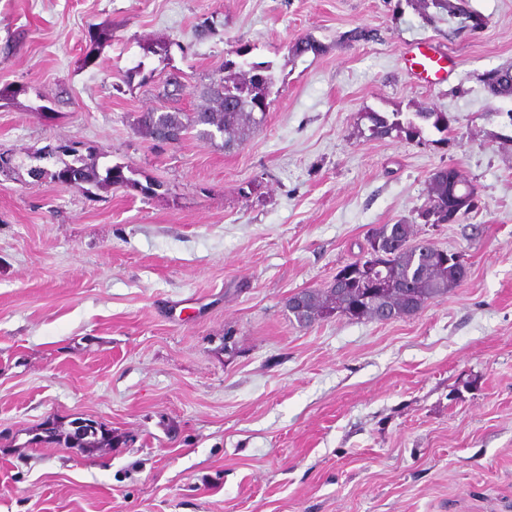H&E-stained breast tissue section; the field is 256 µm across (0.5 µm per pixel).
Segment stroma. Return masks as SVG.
Segmentation results:
<instances>
[{
    "label": "stroma",
    "instance_id": "stroma-1",
    "mask_svg": "<svg viewBox=\"0 0 512 512\" xmlns=\"http://www.w3.org/2000/svg\"><path fill=\"white\" fill-rule=\"evenodd\" d=\"M470 4L477 32L408 0H0V150L81 141L162 184L0 173V512H512V98L479 80L512 64V0ZM96 27L112 38L85 66ZM303 37L318 52L291 57ZM420 41L452 78L406 70ZM241 45L275 72L241 146L136 133L170 74L195 111ZM395 110L447 113V143L363 136ZM444 165L477 206L416 237L461 254L464 282L390 322L291 321L288 297L414 222ZM90 422L111 444L32 442Z\"/></svg>",
    "mask_w": 512,
    "mask_h": 512
}]
</instances>
